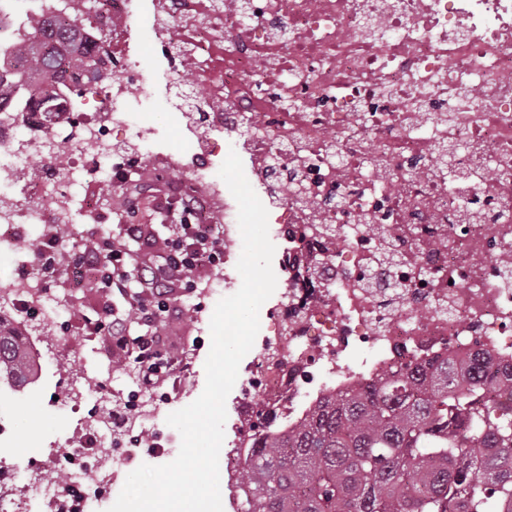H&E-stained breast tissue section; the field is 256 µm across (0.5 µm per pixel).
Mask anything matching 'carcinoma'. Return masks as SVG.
Returning a JSON list of instances; mask_svg holds the SVG:
<instances>
[{
	"label": "carcinoma",
	"instance_id": "obj_1",
	"mask_svg": "<svg viewBox=\"0 0 512 512\" xmlns=\"http://www.w3.org/2000/svg\"><path fill=\"white\" fill-rule=\"evenodd\" d=\"M43 39L23 34L16 63L0 68V103L27 112L50 105L63 69L104 83L101 31L79 19L45 22ZM28 338L0 317V382H36ZM499 399L481 400L485 386ZM256 437L239 472L236 512H512V374L446 358L390 368L364 388L321 400L285 432L267 414L248 423Z\"/></svg>",
	"mask_w": 512,
	"mask_h": 512
}]
</instances>
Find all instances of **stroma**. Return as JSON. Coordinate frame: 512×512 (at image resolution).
<instances>
[{
	"instance_id": "stroma-1",
	"label": "stroma",
	"mask_w": 512,
	"mask_h": 512,
	"mask_svg": "<svg viewBox=\"0 0 512 512\" xmlns=\"http://www.w3.org/2000/svg\"><path fill=\"white\" fill-rule=\"evenodd\" d=\"M139 68L147 76L139 90L137 107L142 120L158 124L169 152L186 155L189 144L182 132L181 113L174 94L163 91L165 81L155 69L151 49H144ZM187 181L185 171L169 170L163 176H145L140 184L120 189L108 183L93 184L89 192L102 212L97 223L76 221L69 235L61 233L56 225L27 226V236L17 249L18 258L29 257L30 243L46 233L56 235L58 242L65 246L79 245L85 252L93 251L97 240L109 235L131 255H158L160 242L172 238L173 226L168 221H157L155 214L160 204L178 203L180 190ZM131 195L138 199L136 221L146 229L139 239L127 238L120 223ZM193 279L195 285L190 289L176 284L169 286L170 295L177 298L178 303L162 313L157 324L161 348L187 362L188 367L174 369L160 389L143 395L123 427L113 429L114 447L109 463L117 479L106 498L107 504L115 503L130 472L144 463L156 464V457L149 451L151 445H164L170 456H177L181 436L167 424L166 418L192 403L204 390V364L211 343L209 324L218 302L215 291L220 288L225 295H232L241 282L236 279L225 283L224 268L220 265L195 271ZM47 288L60 298L63 308L55 321L40 328L37 347L45 370H62L65 381L58 385L50 382L24 394H13L0 386V410L9 414L18 433L33 430L39 438L64 443L70 441L75 432L77 416L73 410L54 407V397L65 396L68 385L79 383L86 387L88 402H95L102 396L107 400L108 409H119L138 388L139 367L131 359L125 360L123 366H116L111 339L95 328L101 296L79 285L72 267L59 266Z\"/></svg>"
}]
</instances>
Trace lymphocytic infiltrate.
<instances>
[{"instance_id": "1", "label": "lymphocytic infiltrate", "mask_w": 512, "mask_h": 512, "mask_svg": "<svg viewBox=\"0 0 512 512\" xmlns=\"http://www.w3.org/2000/svg\"><path fill=\"white\" fill-rule=\"evenodd\" d=\"M199 205L194 198H186L175 216L179 232L168 241L165 264L158 276L145 278L135 274L125 261L124 253L111 237L100 238L94 250L92 264L99 270L97 286L107 296H120L130 301L131 311L145 332L128 335L127 320L116 315L112 306H104L96 321L98 332L112 339L113 351L134 357L140 366V383L144 388H155L163 383L156 369L158 362L167 360L152 329L162 305V289L169 283L192 287L189 272L201 266H216L224 258V237L218 225L200 224L195 220Z\"/></svg>"}]
</instances>
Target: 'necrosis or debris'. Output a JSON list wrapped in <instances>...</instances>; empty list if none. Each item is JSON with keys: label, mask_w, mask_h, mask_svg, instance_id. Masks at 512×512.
<instances>
[{"label": "necrosis or debris", "mask_w": 512, "mask_h": 512, "mask_svg": "<svg viewBox=\"0 0 512 512\" xmlns=\"http://www.w3.org/2000/svg\"><path fill=\"white\" fill-rule=\"evenodd\" d=\"M103 10L114 77L96 110L0 117V177L34 155L50 169L0 202L1 251L32 224L97 220L95 205L74 207L87 181L117 187L164 164L206 199L221 196L219 141L246 125L236 150L256 183H280L266 200L287 243L282 301L265 313L274 336L246 355L249 414L270 410L289 427L324 395L437 355L512 363V0H104ZM143 28L168 82L203 90L207 130H187L185 161L140 126L149 149L136 168L104 169L140 101ZM34 123L50 129L32 135ZM442 142L464 147L454 170L437 166ZM56 307L38 258L0 285L11 319L42 325ZM80 425L78 445L51 448L44 463L67 481L22 483L4 463L0 490L19 487L50 512H97L113 482L110 441L99 416Z\"/></svg>", "instance_id": "4bbe7bcc"}]
</instances>
